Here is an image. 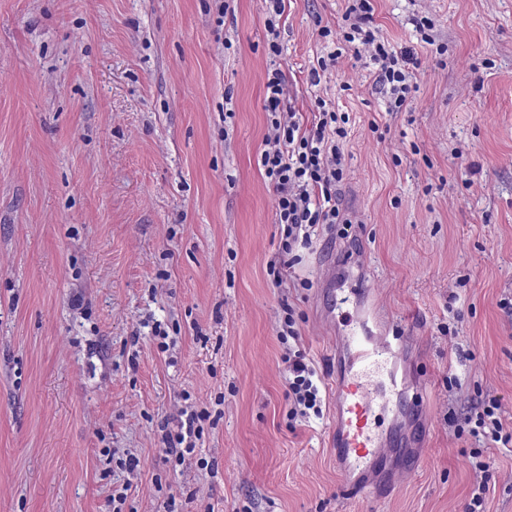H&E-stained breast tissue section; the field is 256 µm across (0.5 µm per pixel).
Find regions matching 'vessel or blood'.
<instances>
[{
	"instance_id": "1",
	"label": "vessel or blood",
	"mask_w": 512,
	"mask_h": 512,
	"mask_svg": "<svg viewBox=\"0 0 512 512\" xmlns=\"http://www.w3.org/2000/svg\"><path fill=\"white\" fill-rule=\"evenodd\" d=\"M364 263V254L344 250L320 271L324 311L319 320L334 334L337 369L332 385L336 425L328 434V444L345 464L342 492L351 498L403 478L404 467L394 462L397 449L391 428L424 407L419 390L413 393L411 408H404L399 399L395 364L415 353L416 344L403 327L388 324L379 298H372L367 311L349 319L344 328L336 326L342 292L360 293L356 270Z\"/></svg>"
}]
</instances>
